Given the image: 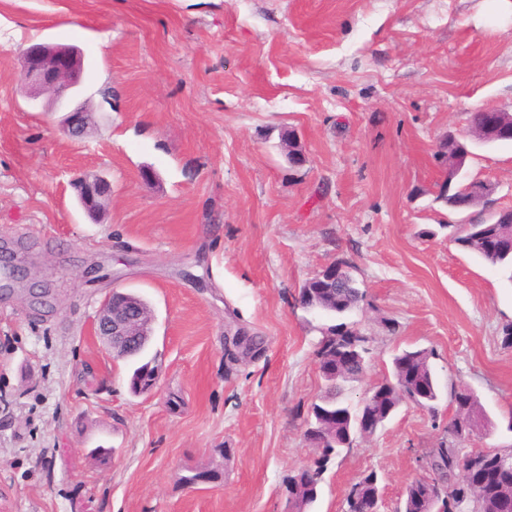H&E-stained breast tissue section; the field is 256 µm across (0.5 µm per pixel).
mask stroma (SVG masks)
I'll use <instances>...</instances> for the list:
<instances>
[{
  "mask_svg": "<svg viewBox=\"0 0 512 512\" xmlns=\"http://www.w3.org/2000/svg\"><path fill=\"white\" fill-rule=\"evenodd\" d=\"M41 42L83 50L77 97H30L19 54ZM77 100L98 111L80 141L60 124ZM485 107L512 108V14L485 0H0V247L28 272L0 292V512H284V478L315 457L319 330L340 321L372 338L351 402L410 348L433 351L439 397L332 458L310 512H344L372 471L397 512L460 387L496 425L462 452L511 446L512 276L454 242L465 215L433 162L466 142L467 177L512 205V141L469 135ZM86 173L112 182L96 220L71 186ZM342 260L360 307L303 309ZM115 288L154 310L152 394L93 332ZM241 328L263 350L234 364ZM212 466L221 481L183 484Z\"/></svg>",
  "mask_w": 512,
  "mask_h": 512,
  "instance_id": "1",
  "label": "stroma"
}]
</instances>
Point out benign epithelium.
Returning <instances> with one entry per match:
<instances>
[{
  "label": "benign epithelium",
  "mask_w": 512,
  "mask_h": 512,
  "mask_svg": "<svg viewBox=\"0 0 512 512\" xmlns=\"http://www.w3.org/2000/svg\"><path fill=\"white\" fill-rule=\"evenodd\" d=\"M79 54L73 48L59 44L38 43L20 53V77L30 96L37 98L50 94L58 98L76 87L80 80ZM95 126L93 110L81 104L71 108L64 118L62 130L71 139H83ZM474 133L483 142L493 143L512 139V112L506 109H483L481 120L474 126ZM468 151L463 144L455 145L454 156L446 163L437 161L441 183L457 179L465 165ZM78 199L83 208L96 215L112 198L110 182L103 176H84L74 183ZM466 205L473 207L483 202L489 208L490 216L498 224H512V207L495 206L490 203V184L473 179L467 184ZM94 332L102 338L109 352H122L140 340L142 312L137 303L129 300L127 294L110 295L101 306L95 320ZM386 394L381 385H376L374 398L369 407L356 417L355 431L366 437L381 427ZM462 476L470 487L478 489L497 478L495 469L482 462L472 461L462 469ZM425 490L421 512H436V505L442 499L438 487L431 478H421Z\"/></svg>",
  "instance_id": "obj_1"
}]
</instances>
